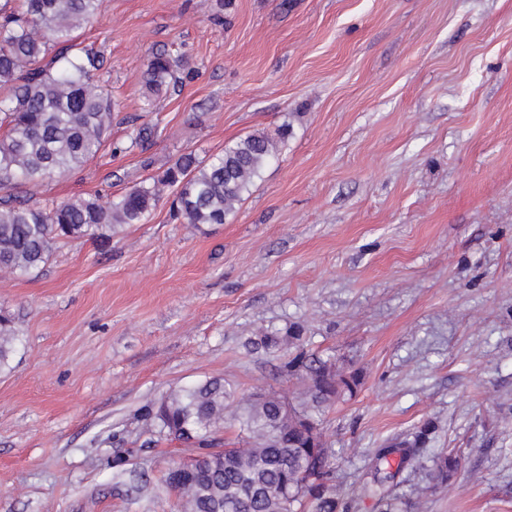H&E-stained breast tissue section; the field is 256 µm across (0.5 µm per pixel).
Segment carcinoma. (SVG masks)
<instances>
[{"label": "carcinoma", "mask_w": 512, "mask_h": 512, "mask_svg": "<svg viewBox=\"0 0 512 512\" xmlns=\"http://www.w3.org/2000/svg\"><path fill=\"white\" fill-rule=\"evenodd\" d=\"M103 0H19L17 9L0 14V190L36 187L45 179L82 165L94 157L112 126V103L96 84L99 61L86 53H60L43 60L49 46L67 44L73 32L102 16ZM180 61L162 52L149 61L145 95L158 96L181 82ZM288 139L284 125L278 137L255 132L207 160L194 153L180 155L151 182H141L108 202L96 197L74 202L0 207V270L18 277L40 270L53 245L62 238L90 237L106 241L128 224H142L160 199V188L172 190L170 216L182 224H222L250 194L270 160ZM301 330L291 326L282 336H263L267 347L295 345ZM18 336L12 319L0 314V370L9 367ZM285 368L305 377L304 389L289 402L275 392L243 400L231 415L245 447L224 444V450L195 461L184 478L165 476L180 496L181 512H337L338 499L330 449L323 434L315 443L295 429L296 419L319 427L322 407L359 385L358 374L346 373L331 359L297 353ZM234 391L222 379H209L169 394L146 408V443L168 440L171 429L186 430L197 447L188 454L221 442L224 410ZM432 434L425 424L411 447L381 448V461L398 451L421 467L420 447ZM459 458L443 453L432 459L425 478L443 486L458 471ZM392 473L375 472L362 492L377 498L382 512H400L398 498L386 482Z\"/></svg>", "instance_id": "1"}]
</instances>
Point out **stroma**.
<instances>
[{
  "mask_svg": "<svg viewBox=\"0 0 512 512\" xmlns=\"http://www.w3.org/2000/svg\"><path fill=\"white\" fill-rule=\"evenodd\" d=\"M104 0L73 42L100 55L112 127L82 167L12 204L117 197L185 152L290 133L226 223L159 201L107 244L58 241L0 272L19 336L0 373V512H180L175 454L145 447V406L218 378L236 399L297 395L296 350L359 374L326 408L338 512L394 473L404 512H512V0ZM184 62L145 99L149 58ZM144 143L131 140L142 128ZM435 430L447 486L378 449ZM121 467H113L115 457Z\"/></svg>",
  "mask_w": 512,
  "mask_h": 512,
  "instance_id": "obj_1",
  "label": "stroma"
}]
</instances>
